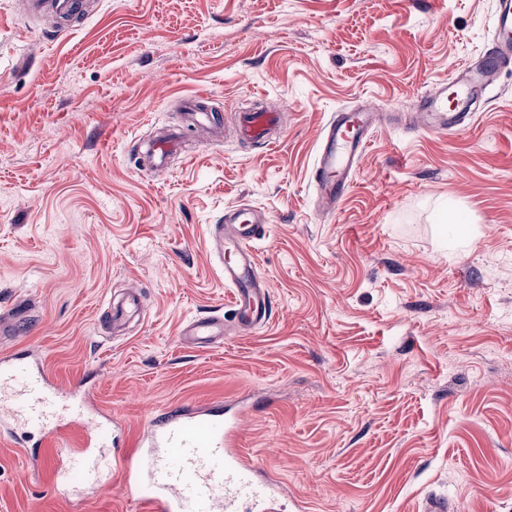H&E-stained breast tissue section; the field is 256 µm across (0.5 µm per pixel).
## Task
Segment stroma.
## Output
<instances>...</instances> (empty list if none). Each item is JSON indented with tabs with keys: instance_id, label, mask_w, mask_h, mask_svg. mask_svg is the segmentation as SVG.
Listing matches in <instances>:
<instances>
[{
	"instance_id": "stroma-1",
	"label": "stroma",
	"mask_w": 512,
	"mask_h": 512,
	"mask_svg": "<svg viewBox=\"0 0 512 512\" xmlns=\"http://www.w3.org/2000/svg\"><path fill=\"white\" fill-rule=\"evenodd\" d=\"M495 0H96L67 33L0 0V315L66 387L136 439L170 406H249L242 450L288 512H512V68L464 133L416 131L419 96L491 47ZM198 93L222 122L262 102L266 149L187 125ZM385 113L333 216L311 170L332 113ZM187 151L142 168L139 138ZM257 240L273 311L233 328L208 242L227 209ZM142 309L105 333L108 301ZM222 314L220 347L179 339ZM0 512H137L119 476L68 500L0 440Z\"/></svg>"
}]
</instances>
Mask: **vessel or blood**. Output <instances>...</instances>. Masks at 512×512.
I'll use <instances>...</instances> for the list:
<instances>
[{"label": "vessel or blood", "instance_id": "obj_1", "mask_svg": "<svg viewBox=\"0 0 512 512\" xmlns=\"http://www.w3.org/2000/svg\"><path fill=\"white\" fill-rule=\"evenodd\" d=\"M492 46L474 61L453 69L419 98L414 125L427 132L461 133L471 122L469 111L500 70L512 66V0H496ZM381 113L358 106L336 113L325 125L313 172L319 216L334 214L347 194ZM278 114L262 109L237 113L234 130L244 139L274 145ZM176 137L151 139L147 153L161 166ZM269 218L243 204L225 211L213 225L211 248L224 265V282L238 328H262L271 317L272 301L259 271L256 240L267 233ZM140 296L129 291L112 307V325L127 324L139 311ZM227 326L218 316H201L180 329L182 339L199 347L224 342ZM89 392L78 382L62 389L52 385L41 366L15 354H0V417L12 420L10 442L26 448L33 439H50L58 447L45 464L56 475L55 488L68 494L76 474L96 481L119 473L127 501L148 512H282L283 488L259 462L236 446L238 413L174 407L153 417L140 430L133 448L109 450L110 421L88 414ZM85 428L79 447H63L66 431Z\"/></svg>", "mask_w": 512, "mask_h": 512}]
</instances>
